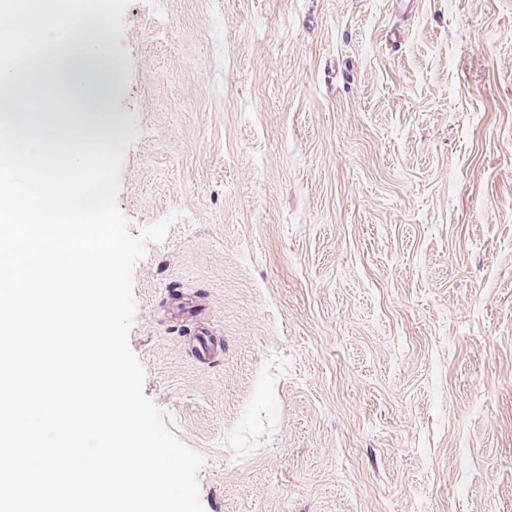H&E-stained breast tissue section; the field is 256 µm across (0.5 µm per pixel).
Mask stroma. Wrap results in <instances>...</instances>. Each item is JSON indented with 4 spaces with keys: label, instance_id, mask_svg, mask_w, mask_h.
<instances>
[{
    "label": "stroma",
    "instance_id": "1",
    "mask_svg": "<svg viewBox=\"0 0 512 512\" xmlns=\"http://www.w3.org/2000/svg\"><path fill=\"white\" fill-rule=\"evenodd\" d=\"M123 21L117 205L134 235L181 215L130 345L205 512H512V0ZM194 336V348L198 359L214 360L223 354V344L220 340L203 330L197 332Z\"/></svg>",
    "mask_w": 512,
    "mask_h": 512
}]
</instances>
